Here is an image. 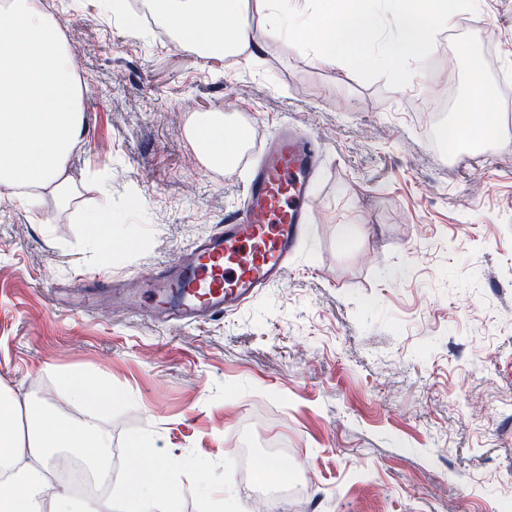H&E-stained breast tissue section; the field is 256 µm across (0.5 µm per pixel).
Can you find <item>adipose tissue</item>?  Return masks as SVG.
Returning a JSON list of instances; mask_svg holds the SVG:
<instances>
[{
	"label": "adipose tissue",
	"mask_w": 512,
	"mask_h": 512,
	"mask_svg": "<svg viewBox=\"0 0 512 512\" xmlns=\"http://www.w3.org/2000/svg\"><path fill=\"white\" fill-rule=\"evenodd\" d=\"M151 5L187 50L229 57L255 43L249 0H151ZM0 13L15 20L0 31V200L6 190L22 187L29 205L47 192L59 206L69 207L77 189L66 169L84 132V116L64 37L42 0H0ZM468 84L448 134L452 144L465 134L485 142L498 134L494 88L474 76ZM186 136L210 169L236 157L243 142L226 136L220 116H191ZM58 382L71 403L88 413L101 414L112 405L111 388L91 383L84 372H61ZM109 446L108 433L97 424L70 423L49 405L0 385V467L10 472L0 482V512H40L46 487L33 460L72 448L101 471ZM181 496L171 473L153 466L133 472L118 498L121 512H179Z\"/></svg>",
	"instance_id": "adipose-tissue-1"
}]
</instances>
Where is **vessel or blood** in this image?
<instances>
[{"label":"vessel or blood","mask_w":512,"mask_h":512,"mask_svg":"<svg viewBox=\"0 0 512 512\" xmlns=\"http://www.w3.org/2000/svg\"><path fill=\"white\" fill-rule=\"evenodd\" d=\"M242 204L215 232L195 241L177 261L128 278L87 277L82 292L101 290L137 308L150 299L163 318L191 324L235 313L279 283L310 222L308 206L320 142L283 122L252 151Z\"/></svg>","instance_id":"b4317fda"}]
</instances>
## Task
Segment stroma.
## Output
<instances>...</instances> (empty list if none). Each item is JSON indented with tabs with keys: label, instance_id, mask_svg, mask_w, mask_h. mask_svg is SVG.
Instances as JSON below:
<instances>
[{
	"label": "stroma",
	"instance_id": "1",
	"mask_svg": "<svg viewBox=\"0 0 512 512\" xmlns=\"http://www.w3.org/2000/svg\"><path fill=\"white\" fill-rule=\"evenodd\" d=\"M46 10L80 51L85 131L67 174L84 191L67 209L48 194L34 209L0 201V382L73 421L59 372L111 386L97 423L113 485L151 437L189 486L181 512H253L246 434L286 453L307 489L281 512H512V110L496 97L497 142L461 159L423 117L448 91L466 96L470 70L492 85L512 75V0H479L487 46L436 50L414 69L420 92L320 66L260 27L253 58L233 66L127 27L108 0ZM214 112L253 138L286 121L322 144L284 280L202 324L108 297L71 312L56 283L162 265L239 206V175L202 166L185 134L191 114ZM96 181L112 189L106 247L84 222L104 199ZM349 223L361 232L339 246Z\"/></svg>",
	"mask_w": 512,
	"mask_h": 512
}]
</instances>
